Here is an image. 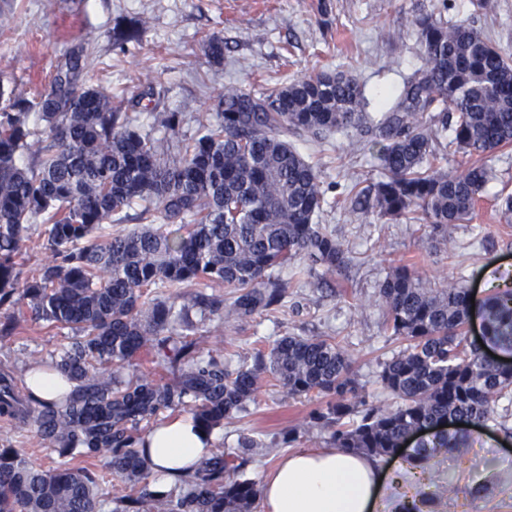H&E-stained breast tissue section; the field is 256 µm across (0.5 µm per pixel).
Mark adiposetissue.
<instances>
[{"instance_id": "obj_1", "label": "adipose tissue", "mask_w": 512, "mask_h": 512, "mask_svg": "<svg viewBox=\"0 0 512 512\" xmlns=\"http://www.w3.org/2000/svg\"><path fill=\"white\" fill-rule=\"evenodd\" d=\"M147 463L156 485L208 456L213 437L180 415L148 436ZM387 494L376 459L335 448L301 450L279 458L264 477L262 512H375Z\"/></svg>"}]
</instances>
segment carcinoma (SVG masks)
Returning <instances> with one entry per match:
<instances>
[{"label":"carcinoma","mask_w":512,"mask_h":512,"mask_svg":"<svg viewBox=\"0 0 512 512\" xmlns=\"http://www.w3.org/2000/svg\"><path fill=\"white\" fill-rule=\"evenodd\" d=\"M425 64L378 100L379 115L358 78L344 72L288 78L258 92L224 89L214 112H159L171 133L156 139L137 124L141 98L86 84L81 54L56 68L36 100L0 86V308L23 302L34 319L68 329L72 341L51 368L77 383L34 412L0 376V416L32 420L64 458L40 469L16 448H0V512H100L92 478L66 459L111 449L112 473L137 487L115 512H255L258 490L231 474L259 444L243 438L203 458L167 490L153 488L144 425L184 408L207 431L250 411L261 383L274 379L290 397L320 403L287 431L297 441L312 428L330 447L370 456L395 453L411 435L444 422L512 427L496 417L512 401V366L488 359L467 341L471 295L462 284L423 285L412 264L395 266L381 284L385 324L402 349L382 365L393 410L353 401L352 362L331 336L287 334L268 354L234 366L201 347L187 297L200 322L218 313L244 322L282 306L290 282L280 271L299 260L333 278L349 262L345 244L317 222L326 203L319 173L292 138L323 139L350 128L366 138L383 170L364 195L380 219L429 224L443 241L475 211L492 177L483 159L512 147V59L464 20L427 14L415 21ZM146 22H119L121 51L140 43ZM44 122L30 125L31 111ZM475 158L463 171L442 165L433 127ZM135 211L138 224L124 221ZM43 218L41 247L51 261L21 277L30 224ZM228 289V297L202 293ZM484 342L512 355V289L495 290L480 307ZM144 349L178 368L168 382L125 377ZM468 447L440 431L413 448L424 463Z\"/></svg>","instance_id":"carcinoma-1"}]
</instances>
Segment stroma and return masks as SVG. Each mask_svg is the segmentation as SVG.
<instances>
[{
	"label": "stroma",
	"instance_id": "35a3bbf8",
	"mask_svg": "<svg viewBox=\"0 0 512 512\" xmlns=\"http://www.w3.org/2000/svg\"><path fill=\"white\" fill-rule=\"evenodd\" d=\"M466 20L481 29L491 44L512 57V0H0V84L33 98L48 87L58 61L82 48L90 83L99 90L141 96V112H209L226 87L256 88L262 79L314 76L344 71L355 75L369 98L399 85L404 74L421 66L416 18L429 13ZM145 20L141 46L123 53L109 39L120 19ZM224 39V59L209 60L205 40ZM316 165L327 205L319 218L349 249L346 271L323 281L303 275L293 282L278 312L247 323L207 322L205 349L222 351L238 363L269 351L286 334L332 336L351 358L358 380L357 399L392 410L395 396L378 380L380 366L401 344L383 326L385 308L379 289L392 267L416 264L428 286L441 288L461 280L484 299L493 283L512 281V218L501 203L512 195V148L491 154L486 163L494 178L483 190L476 210L457 226L446 243L425 224L352 213L338 206L353 184L381 176L373 154L363 149L355 131L325 140H294ZM19 325L0 335V375L24 392L29 366L49 360L71 333L33 322L25 305L0 310ZM316 399L285 396L274 380L263 382L250 416L215 429V451H230L239 440L260 441L243 471L262 483L266 469L290 447L323 448L328 435L311 429L296 444L283 432L301 425ZM20 449L34 465L49 469L59 461L33 422L0 418V444ZM109 449L73 460L97 480L101 512H113L131 488L113 476ZM428 474L457 489L437 500L430 512H512V444L496 428L458 452L440 454L425 465Z\"/></svg>",
	"mask_w": 512,
	"mask_h": 512
}]
</instances>
